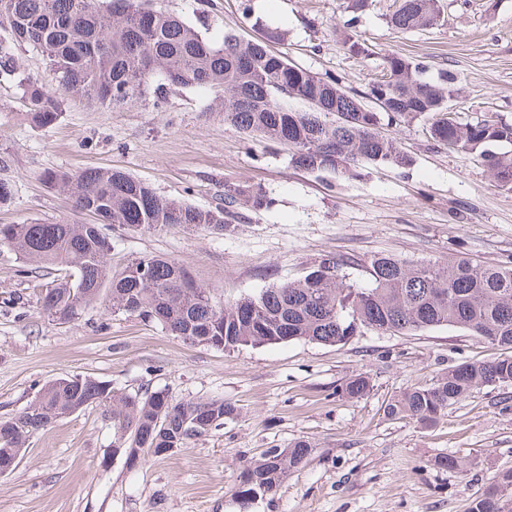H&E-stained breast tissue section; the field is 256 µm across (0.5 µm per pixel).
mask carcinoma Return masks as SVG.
Returning a JSON list of instances; mask_svg holds the SVG:
<instances>
[{
  "mask_svg": "<svg viewBox=\"0 0 512 512\" xmlns=\"http://www.w3.org/2000/svg\"><path fill=\"white\" fill-rule=\"evenodd\" d=\"M438 2L399 0L391 26L406 31L437 25ZM143 9L152 16L148 25L137 19ZM0 14L13 44L41 52L52 74L53 90L14 68L3 71L39 127L59 122L66 96L110 110L151 88L159 95L166 87L199 88L222 95L224 124L287 147L290 163L299 169L344 177L360 162L409 166L411 159L397 139L381 128L430 115L435 141L478 156L496 185L512 192V122L493 115L475 124L452 122L447 101L456 94L455 78L443 70L426 77L423 60L385 55V74L363 97L344 89L337 78L313 73L274 52L265 39L228 32L214 42L148 0H0ZM342 44L352 55L368 52L352 33H343ZM290 101L305 109H292ZM43 181L93 221L0 224V245L60 272V278L40 289L43 311L59 324L96 303L107 282L109 312L135 314L194 346L230 351L278 344L283 342L280 325L286 322L292 339L330 346L367 330L406 334L456 327L506 350L491 361L451 366L432 384L409 388L387 403V416L418 424L434 422L478 386L512 383V265L484 266L465 257L417 264L379 255L365 266L369 284L362 286L348 273L358 265L356 259L329 254L296 278L221 302L172 258L145 255L111 270L112 242L103 225L130 233L203 226L226 234L235 230L226 219L229 208L242 199L255 210L266 208L271 199L263 191L238 184L224 191V205L203 208L161 196L148 183L112 167L50 170ZM341 391L349 399L362 398L370 392L369 377L356 374ZM102 403L110 409L116 447L124 453L140 449L141 460L217 429L235 410L222 400L178 402L164 389L116 395L93 376L71 375L46 383L30 404L0 421V456H22L51 420ZM311 452L305 440L268 448L243 467L240 483L256 497L274 493ZM470 512H512V468L495 471Z\"/></svg>",
  "mask_w": 512,
  "mask_h": 512,
  "instance_id": "1",
  "label": "carcinoma"
}]
</instances>
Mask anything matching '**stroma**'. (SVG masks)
<instances>
[{
	"label": "stroma",
	"mask_w": 512,
	"mask_h": 512,
	"mask_svg": "<svg viewBox=\"0 0 512 512\" xmlns=\"http://www.w3.org/2000/svg\"><path fill=\"white\" fill-rule=\"evenodd\" d=\"M242 2L163 5L216 42L228 32L248 39L279 32L275 51L349 91H368L385 54L423 57L432 70L456 75L449 106L459 122L492 114L512 120V0H440V24L409 32L389 23L396 0H369L354 22L344 0H252L257 28L244 19ZM347 26L369 56L343 50L336 32ZM428 127L420 118L394 130L409 167L360 164L335 186L330 174L292 166L286 148L225 125L210 91L183 88L160 99L149 92L110 111L72 97L59 122L41 128L15 89L0 87V179L15 190L0 224L88 223L42 175L108 166L204 208L223 204L234 184L260 186L272 198L267 209L237 204L236 229L224 236L204 227L110 235L113 269L164 255L226 301L294 278L327 254L512 261V193L477 160L435 142ZM25 267L0 246V420L48 381L73 374L94 376L116 393L163 389L177 401L221 399L236 412L217 430L133 468L112 452L107 406L59 418L0 476V512H469L493 473L512 466V384L474 389L429 427L384 413L388 400L430 385L449 366L501 355L470 332L369 331L344 345L292 340L227 352L187 344L101 303L57 324L34 288L53 274L29 276ZM359 372L369 376L370 393L343 398L341 385ZM299 439L313 445L307 462L276 493L242 504L234 491L246 461ZM446 455L465 471L436 466Z\"/></svg>",
	"instance_id": "stroma-1"
}]
</instances>
